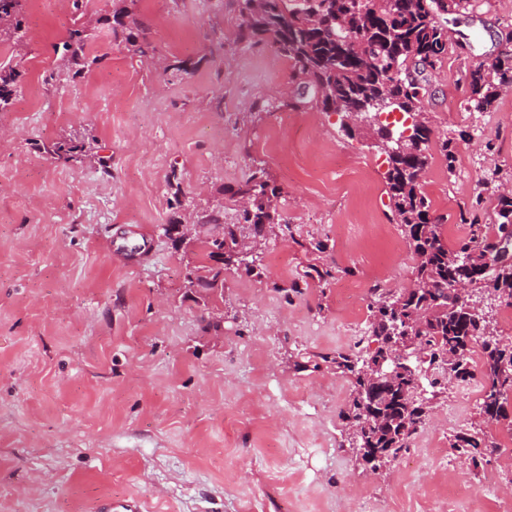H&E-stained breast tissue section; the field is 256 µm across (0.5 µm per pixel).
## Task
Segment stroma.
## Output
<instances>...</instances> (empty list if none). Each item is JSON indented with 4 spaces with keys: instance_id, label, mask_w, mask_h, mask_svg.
Here are the masks:
<instances>
[{
    "instance_id": "1",
    "label": "stroma",
    "mask_w": 512,
    "mask_h": 512,
    "mask_svg": "<svg viewBox=\"0 0 512 512\" xmlns=\"http://www.w3.org/2000/svg\"><path fill=\"white\" fill-rule=\"evenodd\" d=\"M121 4L86 0L105 61L79 75L55 52L70 0H28L25 54L0 44L22 73L0 112V512H96L108 497L139 512H470L448 497L461 483L500 512L503 453L475 473L448 444L478 423L477 401L452 424L441 400L426 437L373 473L347 441L351 376L311 363L364 348L369 289L413 277L372 136L290 107L291 61L238 42L234 0H137L164 69L112 37ZM447 26L422 107L456 162L434 157L424 189L453 248L475 198L491 220L486 179L512 184V93L483 112L464 93L469 68L512 49V0H475ZM69 137L97 144L77 162L45 152ZM257 168L283 230L255 250L260 276L228 271L223 299H202L185 280L194 247L164 229L218 205L240 223L232 190ZM311 263L327 283L303 282Z\"/></svg>"
}]
</instances>
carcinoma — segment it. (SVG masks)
Returning a JSON list of instances; mask_svg holds the SVG:
<instances>
[{
    "mask_svg": "<svg viewBox=\"0 0 512 512\" xmlns=\"http://www.w3.org/2000/svg\"><path fill=\"white\" fill-rule=\"evenodd\" d=\"M26 2L0 0V35L18 55L26 48L22 32ZM82 7L83 0H73L77 18L62 42L60 57L76 75L104 59L90 54L91 34L83 28ZM238 7V41L248 46L271 41L291 61L300 82L289 105L298 109L320 93L325 109L360 112L379 98H394L400 101L402 114H420L422 100L429 94L424 74L448 58V28L440 20L439 0H373L368 9L358 0H238ZM111 32L135 55L155 53L151 29L131 5L113 13ZM345 44L348 49L338 63L336 55ZM19 82L15 67H0V112L9 111ZM465 89L468 104L477 111L512 89V52L469 69ZM432 135L431 128L413 125L407 151L386 153L387 193L416 261L412 285L396 291L374 289L369 305L373 352L365 357L352 351L320 356L353 377L346 415L353 429L351 444L378 452L389 462L408 448L431 409L428 401H438L448 392V380L473 378L476 347L483 379L481 423L509 419L505 403L512 391V375L503 366L512 365V342L490 334L487 324L457 301L451 285L464 281L472 291H493L512 306V265L497 267L487 256L494 239L512 234V196L496 191L489 224L479 223L475 214L461 213V220L469 223V235L456 248H448L444 216L433 210L423 176L433 152L450 169L456 156L450 139L434 141ZM90 149L84 141L69 139L52 143L47 152L69 163ZM234 195L247 202L243 223L224 224L223 214L215 209L197 215L198 223L222 228L221 235L201 242L186 274L188 287L205 300L224 299V273L233 267L261 276L239 250V241L251 237L256 246L266 239L278 189L259 168ZM219 251L224 257L220 265L215 263ZM378 362L393 374L380 378L364 372ZM420 386L426 391L424 402L415 397ZM451 447L476 469L485 456L497 452V445L479 426L454 435Z\"/></svg>",
    "mask_w": 512,
    "mask_h": 512,
    "instance_id": "cac0c4a2",
    "label": "carcinoma"
}]
</instances>
